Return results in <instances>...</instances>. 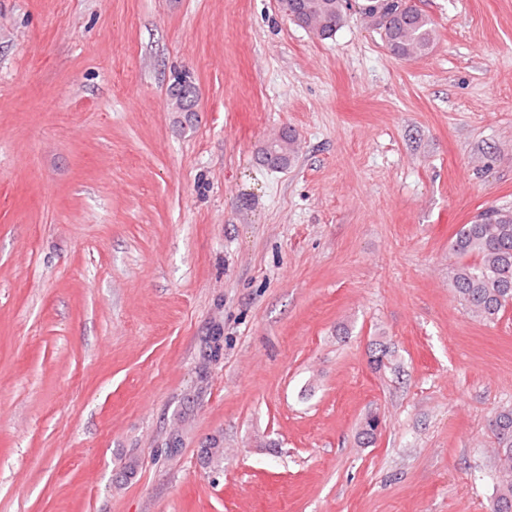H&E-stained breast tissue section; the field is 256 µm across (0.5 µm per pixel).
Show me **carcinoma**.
Wrapping results in <instances>:
<instances>
[{"instance_id": "cac0c4a2", "label": "carcinoma", "mask_w": 512, "mask_h": 512, "mask_svg": "<svg viewBox=\"0 0 512 512\" xmlns=\"http://www.w3.org/2000/svg\"><path fill=\"white\" fill-rule=\"evenodd\" d=\"M403 12H390L389 0H370L364 15L382 30L390 52L414 60L431 51L437 30L431 18L418 8L402 2ZM280 9L292 21L307 26L326 39L335 35L346 16L347 0H280ZM176 107L192 112L197 100L182 94V84L169 91ZM298 145L288 133V149L265 151L261 160L273 169H286L295 161ZM454 257L450 264L455 295L472 317L495 322L512 307V209L490 207L471 223L463 224L448 243ZM499 440L496 448V493L491 512H512V407H504L491 420ZM204 465L224 461L223 445L217 441L200 450Z\"/></svg>"}]
</instances>
